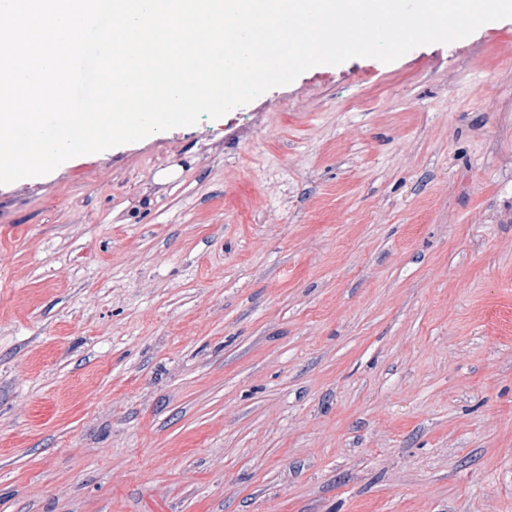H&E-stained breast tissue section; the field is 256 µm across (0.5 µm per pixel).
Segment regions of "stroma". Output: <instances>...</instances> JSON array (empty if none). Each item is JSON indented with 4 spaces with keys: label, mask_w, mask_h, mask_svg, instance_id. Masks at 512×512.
<instances>
[{
    "label": "stroma",
    "mask_w": 512,
    "mask_h": 512,
    "mask_svg": "<svg viewBox=\"0 0 512 512\" xmlns=\"http://www.w3.org/2000/svg\"><path fill=\"white\" fill-rule=\"evenodd\" d=\"M0 512H512V18L0 184Z\"/></svg>",
    "instance_id": "obj_1"
}]
</instances>
